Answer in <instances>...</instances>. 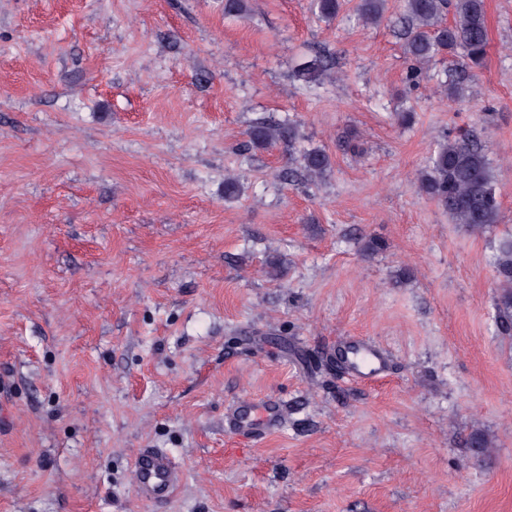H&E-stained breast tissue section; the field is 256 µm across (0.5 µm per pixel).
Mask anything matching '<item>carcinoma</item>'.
I'll return each instance as SVG.
<instances>
[{
    "instance_id": "1",
    "label": "carcinoma",
    "mask_w": 512,
    "mask_h": 512,
    "mask_svg": "<svg viewBox=\"0 0 512 512\" xmlns=\"http://www.w3.org/2000/svg\"><path fill=\"white\" fill-rule=\"evenodd\" d=\"M315 14L330 21L338 15L340 0H313ZM385 0H360L359 14L367 25L384 17ZM452 22H443L444 12ZM406 52L416 64L438 56L461 55L462 72L470 77L484 66L488 48L485 0H405ZM326 72L324 57L316 53L299 64L296 77L306 83L321 80ZM301 138L298 126L288 119L277 123L259 121L247 132L246 147L267 149L277 144L294 145ZM301 168L310 180L323 178L331 157L323 149L305 150ZM419 193L434 200L452 221L474 232H484L499 223L496 177L486 154L469 134L446 138L430 157L416 181ZM498 281L496 309L502 334H512V233L502 238L494 255Z\"/></svg>"
}]
</instances>
